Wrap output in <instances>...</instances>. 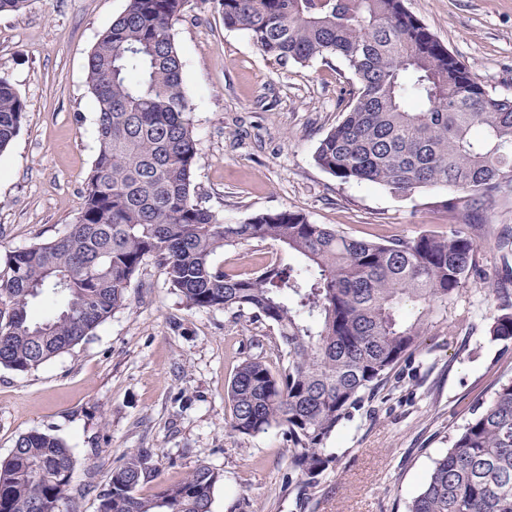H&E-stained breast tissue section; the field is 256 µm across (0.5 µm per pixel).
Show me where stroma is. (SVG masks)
Returning a JSON list of instances; mask_svg holds the SVG:
<instances>
[{
	"instance_id": "obj_1",
	"label": "stroma",
	"mask_w": 512,
	"mask_h": 512,
	"mask_svg": "<svg viewBox=\"0 0 512 512\" xmlns=\"http://www.w3.org/2000/svg\"><path fill=\"white\" fill-rule=\"evenodd\" d=\"M407 10L498 95L512 96V0H405ZM126 0H27L0 13V73L27 105L0 154V255L62 235L80 210L97 153L87 56ZM199 140L196 198L240 223L290 209L355 237L448 231L455 219L430 188L401 197L378 185L338 183L314 153L341 120L353 76L336 56L279 65L249 34L225 27L213 0H187L174 27ZM482 277L465 284L445 321L390 382L365 400L327 444L336 461L309 499L291 471L288 438L224 431L227 384L260 356L278 368L277 331L250 314L185 308L166 273L144 261L126 305L94 336L20 373L0 366V460L20 434L63 439L75 490L58 512H96L104 484L131 448L158 454L159 484L200 464L223 476L211 512H406L448 439L512 377V342L491 340L496 289L512 291V187L487 198Z\"/></svg>"
}]
</instances>
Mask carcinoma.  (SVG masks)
<instances>
[{"instance_id": "cac0c4a2", "label": "carcinoma", "mask_w": 512, "mask_h": 512, "mask_svg": "<svg viewBox=\"0 0 512 512\" xmlns=\"http://www.w3.org/2000/svg\"><path fill=\"white\" fill-rule=\"evenodd\" d=\"M187 0H127L91 49L86 81L99 147L75 223L47 243L5 253L0 270V365L26 373L70 350L126 302L153 259L189 309L249 310L277 329L284 363L249 357L227 388L224 431L288 435L301 489L316 487L335 456L327 442L351 410L448 316L461 287L481 278V199L512 182V97L488 91L403 0H216L224 26L245 30L286 64L342 58L356 80L342 120L315 151L341 183L411 197L441 186L461 215L446 233L359 238L298 211L238 224L195 198L199 151L184 63L173 28ZM0 74V154L26 120ZM268 242L296 256L250 275L216 256ZM48 294L50 313L31 303ZM488 333L512 341V295L497 296ZM75 460L60 438L20 435L0 460V512H55L74 490ZM155 451L132 448L97 494V512H211L221 481L200 465L150 496ZM407 512H512V378L450 438Z\"/></svg>"}]
</instances>
